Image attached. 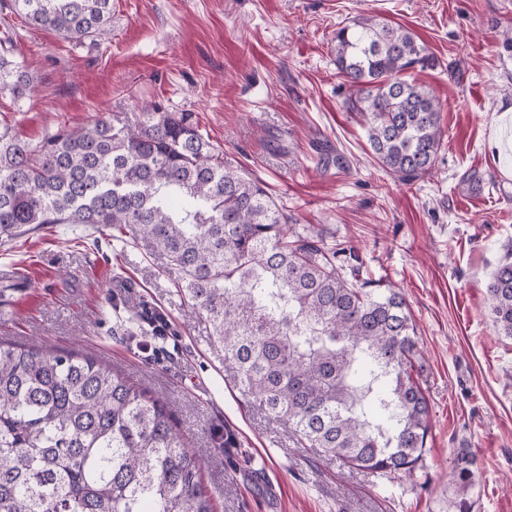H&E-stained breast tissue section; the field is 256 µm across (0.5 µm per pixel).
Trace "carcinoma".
<instances>
[{
    "label": "carcinoma",
    "instance_id": "obj_1",
    "mask_svg": "<svg viewBox=\"0 0 512 512\" xmlns=\"http://www.w3.org/2000/svg\"><path fill=\"white\" fill-rule=\"evenodd\" d=\"M34 28L66 39L108 33L111 0H13ZM346 108L365 118L377 163L410 184L437 158L441 108L417 83L433 59L374 16L336 30ZM32 77L0 56V94ZM44 224L133 225L180 272L245 396L297 441L380 476L423 468L430 407L414 377L417 338L402 294L342 275L340 250L288 227L263 184L216 152L190 112L155 107L134 125L93 118L36 147L0 128V237ZM512 337V261L487 286ZM462 448L452 481L474 482ZM204 464L160 400L101 360L0 345V512H214Z\"/></svg>",
    "mask_w": 512,
    "mask_h": 512
}]
</instances>
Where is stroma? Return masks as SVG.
Returning <instances> with one entry per match:
<instances>
[{"instance_id":"obj_1","label":"stroma","mask_w":512,"mask_h":512,"mask_svg":"<svg viewBox=\"0 0 512 512\" xmlns=\"http://www.w3.org/2000/svg\"><path fill=\"white\" fill-rule=\"evenodd\" d=\"M372 15L437 61L418 83L441 104L429 176L398 181L348 111L331 40ZM512 0H112L108 38L30 28L0 0V54L32 75L0 123L39 145L102 115L190 112L225 159L263 182L297 231L346 248L364 280L396 284L416 325L430 405L424 466L390 478L326 460L241 395L178 273L133 227L47 224L0 240V341L77 351L124 370L173 410L203 459L216 512H512V337L487 285L512 254ZM472 487L449 476L455 449ZM474 464V458L465 448H461L453 456L450 475L452 481L463 490L473 485L475 476Z\"/></svg>"}]
</instances>
